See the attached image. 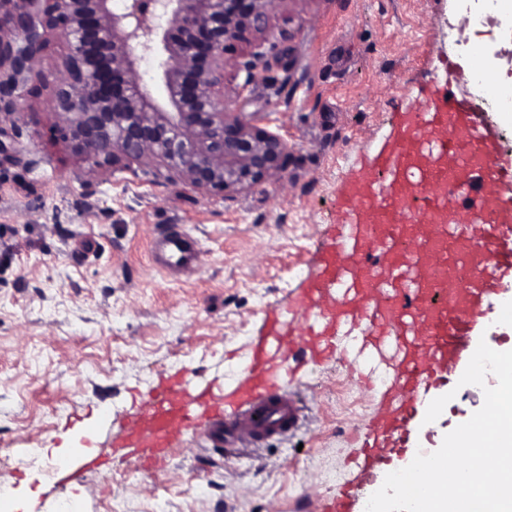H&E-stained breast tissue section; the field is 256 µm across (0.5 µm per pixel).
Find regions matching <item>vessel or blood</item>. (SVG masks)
<instances>
[{
  "label": "vessel or blood",
  "instance_id": "b4317fda",
  "mask_svg": "<svg viewBox=\"0 0 512 512\" xmlns=\"http://www.w3.org/2000/svg\"><path fill=\"white\" fill-rule=\"evenodd\" d=\"M346 222L320 249L303 282L304 322L294 332L269 324L248 363L237 367L232 414L214 410L203 436L240 455L300 425L297 401L270 388L265 355L303 349L321 363L332 337L363 327L354 358L366 372L388 359V383L361 442L357 467L370 479L408 446L429 392L448 385L471 358L466 342L489 322V302L512 288V155L489 113L451 90L423 111L402 113L371 171L350 186ZM155 265L185 277L201 265L200 240L161 226ZM191 377L151 389L129 413L127 455H167L191 428Z\"/></svg>",
  "mask_w": 512,
  "mask_h": 512
}]
</instances>
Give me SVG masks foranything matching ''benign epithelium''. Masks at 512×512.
Here are the masks:
<instances>
[{
	"instance_id": "7a95c632",
	"label": "benign epithelium",
	"mask_w": 512,
	"mask_h": 512,
	"mask_svg": "<svg viewBox=\"0 0 512 512\" xmlns=\"http://www.w3.org/2000/svg\"><path fill=\"white\" fill-rule=\"evenodd\" d=\"M274 2L0 0V112L40 91L53 34L67 55L49 94L89 170L164 163L198 191H247L282 167L285 146L225 107V51L265 28ZM145 59L158 64L163 105L138 77Z\"/></svg>"
}]
</instances>
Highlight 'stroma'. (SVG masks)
Here are the masks:
<instances>
[{"label":"stroma","mask_w":512,"mask_h":512,"mask_svg":"<svg viewBox=\"0 0 512 512\" xmlns=\"http://www.w3.org/2000/svg\"><path fill=\"white\" fill-rule=\"evenodd\" d=\"M230 109L277 134L280 170L242 193H202L165 167L86 173L48 92L0 120V488L11 512H322L355 480L356 438L382 380L365 383L337 336L322 366L295 353L270 385L302 425L247 456L187 434L160 463L121 457L124 418L160 381L193 374L218 393L265 323L298 322L311 256L345 220L342 191L371 167L396 115L452 85L482 101L476 60L512 87V18L472 25L464 0H277L266 28L226 52ZM255 60L245 85L240 62ZM161 224L200 238L191 275L157 270ZM484 403L461 387L427 448ZM38 457H31V449ZM88 460L57 484V459Z\"/></svg>","instance_id":"stroma-1"}]
</instances>
